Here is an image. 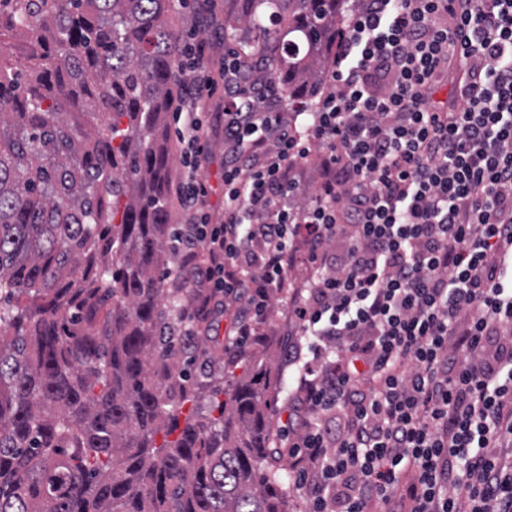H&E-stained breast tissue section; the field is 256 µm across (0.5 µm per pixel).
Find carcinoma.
Masks as SVG:
<instances>
[{"label": "carcinoma", "instance_id": "carcinoma-1", "mask_svg": "<svg viewBox=\"0 0 512 512\" xmlns=\"http://www.w3.org/2000/svg\"><path fill=\"white\" fill-rule=\"evenodd\" d=\"M345 3L224 0V33L292 107L321 89ZM174 11L0 0V512H288L268 370L167 440L194 398L173 363L188 295L159 274Z\"/></svg>", "mask_w": 512, "mask_h": 512}]
</instances>
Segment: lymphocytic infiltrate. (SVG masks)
Segmentation results:
<instances>
[{
	"mask_svg": "<svg viewBox=\"0 0 512 512\" xmlns=\"http://www.w3.org/2000/svg\"><path fill=\"white\" fill-rule=\"evenodd\" d=\"M186 42L185 98L215 92ZM456 65L445 108L429 99ZM224 60V218L200 178L209 128L176 107L184 279L235 301V346L257 343L297 262L282 439L309 512H512V0H357L312 107L266 106ZM320 148L322 177L295 201ZM297 179L299 189L306 192V197L303 199V202H305L315 194L320 181V172L315 164V153H313L309 162L298 173Z\"/></svg>",
	"mask_w": 512,
	"mask_h": 512,
	"instance_id": "1",
	"label": "lymphocytic infiltrate"
}]
</instances>
